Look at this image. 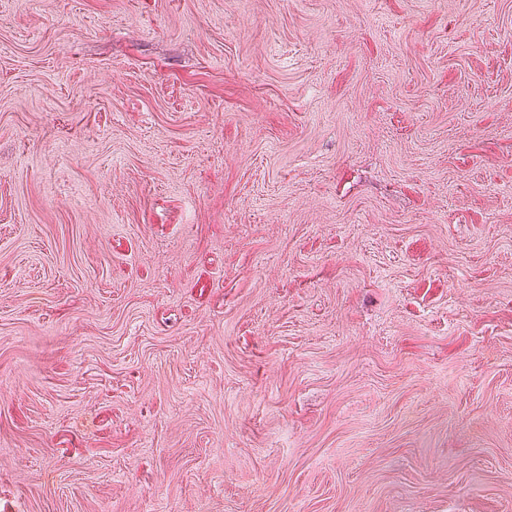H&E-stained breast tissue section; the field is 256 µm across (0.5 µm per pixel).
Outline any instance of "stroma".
<instances>
[{"instance_id":"obj_1","label":"stroma","mask_w":512,"mask_h":512,"mask_svg":"<svg viewBox=\"0 0 512 512\" xmlns=\"http://www.w3.org/2000/svg\"><path fill=\"white\" fill-rule=\"evenodd\" d=\"M0 512H512V0H0Z\"/></svg>"}]
</instances>
